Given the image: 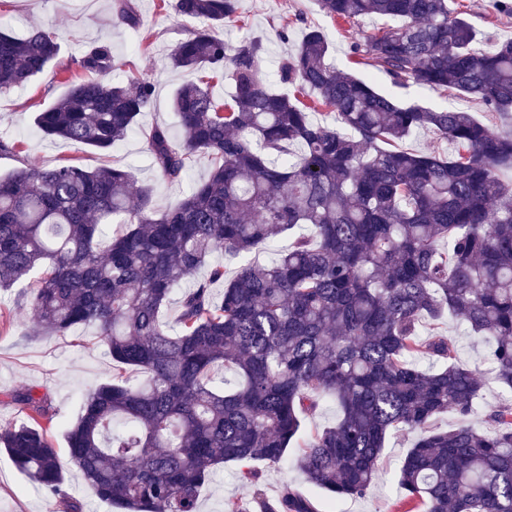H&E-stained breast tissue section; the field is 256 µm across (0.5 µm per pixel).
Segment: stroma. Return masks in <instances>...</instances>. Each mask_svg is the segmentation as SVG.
<instances>
[{
  "mask_svg": "<svg viewBox=\"0 0 512 512\" xmlns=\"http://www.w3.org/2000/svg\"><path fill=\"white\" fill-rule=\"evenodd\" d=\"M132 3L141 18L136 29L118 22L114 0H0V30L21 37L30 27L39 26L55 30L61 37L60 53L43 74L25 88L0 95V137L16 141L21 148L20 157L0 156V175H9L22 163L42 168L68 161L89 168L127 166L138 182L152 186L155 209L174 207L182 199L187 184L162 179L152 168L145 133L154 126L174 134L180 131L172 98L185 75L169 66L167 55L188 37L195 24L161 8L160 0ZM449 4L470 21L475 47H484L492 39L512 38V17L495 13L489 0H449ZM239 12L241 22L226 23L217 34L232 44L246 37L260 38L265 46L262 69L270 77L278 76L281 60L301 39L305 28L316 25L330 42L336 67L373 82L391 98L405 104L446 105L470 112L493 128L512 130V113L485 111L478 100L465 94L444 98L412 83L400 86L372 67L353 64L352 45L382 26V19L335 21L321 12L317 0H239ZM101 44L110 46L123 64L121 70L113 72V79L125 81L145 74L155 87L152 103L140 116L137 129L102 153L44 138L34 124L36 112L55 102L67 90L68 79L78 76L75 57ZM437 328L455 339L460 364L486 371V345L480 338L453 320H441ZM111 379L112 361L94 326L82 327L72 336H40L26 319L0 324V427L27 421L29 412L15 404L14 395L33 390L45 398L54 416L48 439L60 458L68 456L63 432L84 394ZM413 441V434L405 432L387 437L376 483L362 498H332L307 483L290 462L262 466L259 485L246 486L236 477V465L228 463L203 490L199 512H224L231 500L248 505L258 494L274 500L289 487L311 495L318 512H399L398 474ZM0 512H62V506L58 498L36 488L6 454L0 453Z\"/></svg>",
  "mask_w": 512,
  "mask_h": 512,
  "instance_id": "stroma-1",
  "label": "stroma"
}]
</instances>
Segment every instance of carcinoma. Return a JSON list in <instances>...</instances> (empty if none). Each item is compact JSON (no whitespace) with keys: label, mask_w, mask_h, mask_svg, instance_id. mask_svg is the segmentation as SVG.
<instances>
[{"label":"carcinoma","mask_w":512,"mask_h":512,"mask_svg":"<svg viewBox=\"0 0 512 512\" xmlns=\"http://www.w3.org/2000/svg\"><path fill=\"white\" fill-rule=\"evenodd\" d=\"M318 3L334 20L389 21L352 52L394 83L512 112V40L474 50L471 24L448 0ZM172 7L201 26L169 56L190 76L172 99L181 136L156 127L148 151L171 182L206 155L208 178L163 212L124 166L24 164L0 179V289L27 282L14 313L42 336L92 325L112 358V381L85 396L64 430L85 482L120 512H199L217 467L237 463L239 481L256 486L258 464H277L296 446L309 484L364 497L388 434L401 430L417 434L398 478L408 512H512V404L487 408L492 430L474 426L482 378L458 362L451 337L423 334L426 318L461 321L485 342L490 373L512 388V185L498 177L512 168V130L398 103L336 69L315 27L280 68L279 82L313 94L309 104L293 100L261 77L260 40L231 47L214 35L238 0ZM117 18L140 25L131 0H119ZM59 51L52 31L1 30L0 93L27 85ZM76 65L82 76L35 125L106 152L136 129L153 83L113 82L121 63L107 45ZM206 74L224 75L234 92L215 97ZM423 128L449 156L404 146ZM286 233L293 240L275 262L241 264L225 278L224 263ZM216 253L224 261L211 262ZM204 267L175 324L163 321L176 289ZM219 365L237 375L234 386L216 383ZM129 368L148 379H131ZM14 399L46 414L29 389ZM324 399L340 410L336 425L298 441ZM445 412L459 419L446 431L434 427ZM0 447L63 512H79L46 431L3 428ZM257 506L315 512L289 487Z\"/></svg>","instance_id":"cac0c4a2"}]
</instances>
